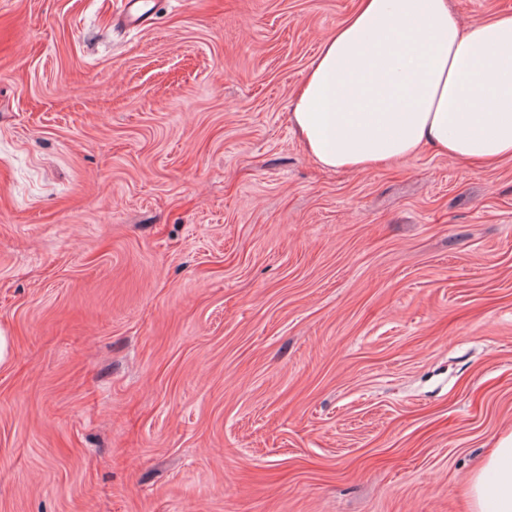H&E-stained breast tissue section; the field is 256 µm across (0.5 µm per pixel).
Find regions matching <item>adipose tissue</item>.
I'll list each match as a JSON object with an SVG mask.
<instances>
[{
  "label": "adipose tissue",
  "mask_w": 512,
  "mask_h": 512,
  "mask_svg": "<svg viewBox=\"0 0 512 512\" xmlns=\"http://www.w3.org/2000/svg\"><path fill=\"white\" fill-rule=\"evenodd\" d=\"M292 120L328 170L368 172L425 149L512 159V13L465 26L448 0H358L322 42ZM469 488L473 512H512V440Z\"/></svg>",
  "instance_id": "obj_1"
}]
</instances>
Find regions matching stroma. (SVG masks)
<instances>
[{
    "label": "stroma",
    "mask_w": 512,
    "mask_h": 512,
    "mask_svg": "<svg viewBox=\"0 0 512 512\" xmlns=\"http://www.w3.org/2000/svg\"><path fill=\"white\" fill-rule=\"evenodd\" d=\"M0 0V512H470L512 436V161L320 169L356 0ZM142 2H144V0H128L127 9L122 18L125 28L145 26L152 20L151 9L146 10Z\"/></svg>",
    "instance_id": "35a3bbf8"
}]
</instances>
